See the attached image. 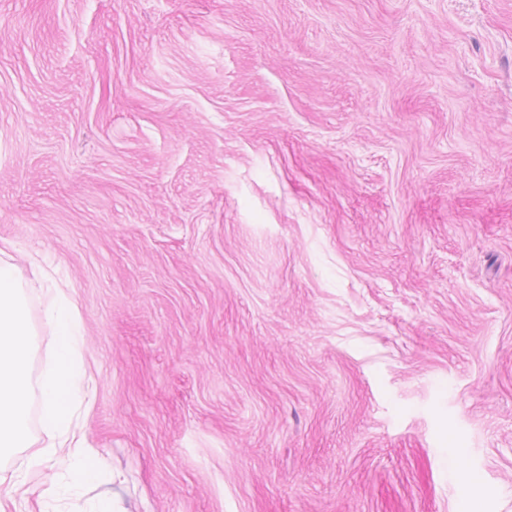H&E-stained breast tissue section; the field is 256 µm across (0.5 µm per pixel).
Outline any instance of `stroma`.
I'll list each match as a JSON object with an SVG mask.
<instances>
[{"instance_id": "1", "label": "stroma", "mask_w": 512, "mask_h": 512, "mask_svg": "<svg viewBox=\"0 0 512 512\" xmlns=\"http://www.w3.org/2000/svg\"><path fill=\"white\" fill-rule=\"evenodd\" d=\"M4 244L65 512H512V0H0Z\"/></svg>"}]
</instances>
